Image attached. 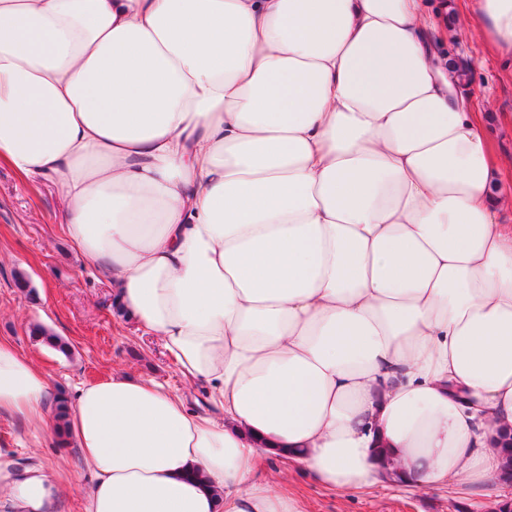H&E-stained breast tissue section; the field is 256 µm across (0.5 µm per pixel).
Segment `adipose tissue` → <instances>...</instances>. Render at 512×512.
Returning <instances> with one entry per match:
<instances>
[{"label":"adipose tissue","instance_id":"ef3b65f1","mask_svg":"<svg viewBox=\"0 0 512 512\" xmlns=\"http://www.w3.org/2000/svg\"><path fill=\"white\" fill-rule=\"evenodd\" d=\"M424 0H0V162L59 182L66 233L221 417L115 374L69 430L84 512H302L332 490L463 479L512 455V192ZM512 61V0H467ZM48 375L0 341V416ZM400 460L390 473L384 457Z\"/></svg>","mask_w":512,"mask_h":512}]
</instances>
